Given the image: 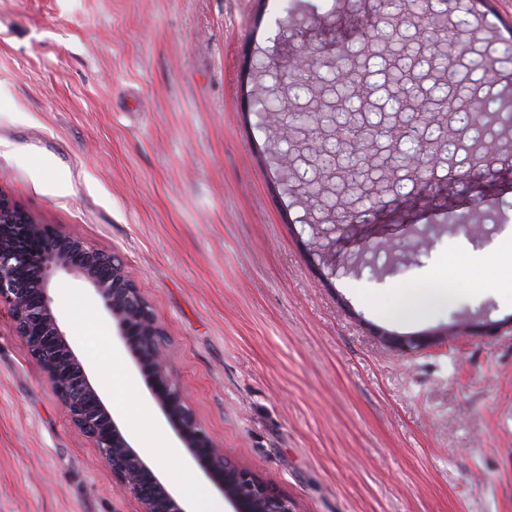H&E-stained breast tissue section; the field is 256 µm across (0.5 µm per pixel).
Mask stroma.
Segmentation results:
<instances>
[{
  "label": "stroma",
  "instance_id": "35a3bbf8",
  "mask_svg": "<svg viewBox=\"0 0 512 512\" xmlns=\"http://www.w3.org/2000/svg\"><path fill=\"white\" fill-rule=\"evenodd\" d=\"M373 0H0V188L45 224L116 255L165 332L201 426L295 512H512V284L456 271L447 307L391 318L393 287L512 226V127L463 179L421 159L437 190L370 189L357 222L313 238L261 102L292 94L300 44L334 60L363 42ZM450 0L458 57L490 56V111L512 114V0ZM476 225L474 233L459 224ZM397 258L360 263L372 247ZM67 338L112 416L170 490L219 500L155 404L94 290H50ZM493 326L411 356L376 336ZM111 358H94L98 334ZM171 452L150 454L156 437ZM0 512H140L70 423L0 301Z\"/></svg>",
  "mask_w": 512,
  "mask_h": 512
}]
</instances>
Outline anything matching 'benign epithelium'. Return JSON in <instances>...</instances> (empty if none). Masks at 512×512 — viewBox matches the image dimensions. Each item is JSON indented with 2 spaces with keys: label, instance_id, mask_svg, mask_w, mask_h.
<instances>
[{
  "label": "benign epithelium",
  "instance_id": "obj_1",
  "mask_svg": "<svg viewBox=\"0 0 512 512\" xmlns=\"http://www.w3.org/2000/svg\"><path fill=\"white\" fill-rule=\"evenodd\" d=\"M318 142L319 154L309 164L312 176L293 171L301 185L325 179L336 157L335 137L321 131ZM33 238L48 241L35 255L26 248ZM26 266L34 268L29 280L17 274ZM61 272L82 278L98 294L161 411L177 424L178 436L194 458L222 478L224 499L235 512H292L287 497L216 446L187 406L164 359V331L124 265L112 262L111 255L84 239L41 223L0 188V301L10 304L16 334L68 419L99 448L112 476L138 501L140 512L185 508L121 431L62 330L50 296L52 281ZM379 338L399 355L415 353L429 340L386 332Z\"/></svg>",
  "mask_w": 512,
  "mask_h": 512
}]
</instances>
